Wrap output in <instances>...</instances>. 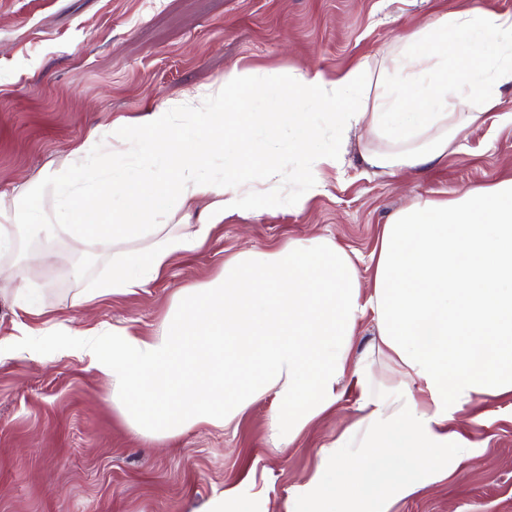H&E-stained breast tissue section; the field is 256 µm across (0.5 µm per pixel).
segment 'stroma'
I'll use <instances>...</instances> for the list:
<instances>
[{
  "instance_id": "stroma-1",
  "label": "stroma",
  "mask_w": 512,
  "mask_h": 512,
  "mask_svg": "<svg viewBox=\"0 0 512 512\" xmlns=\"http://www.w3.org/2000/svg\"><path fill=\"white\" fill-rule=\"evenodd\" d=\"M471 8L512 13V0H0V194L61 167L93 127L181 99L232 65L330 78L426 18ZM362 147L351 132L303 209L225 216L202 248L175 256L145 290L87 310L72 307L73 296L150 246L152 229L104 255L64 237L48 252L20 235L16 252L0 258V337L48 318L75 330L104 323L151 333L178 289L215 279L242 249L291 239L332 237L364 271L396 210L512 177V125L490 118L457 136L444 160L396 177L366 168ZM22 285L40 295L45 317L14 314ZM108 393L100 374L66 353L0 356V512H204L230 485L239 494L224 512H286L292 487L313 474L318 449L343 430L355 401L347 393L336 412L279 450L266 403L229 427L199 425L149 448ZM457 421L472 462L393 512H512V396L475 402Z\"/></svg>"
}]
</instances>
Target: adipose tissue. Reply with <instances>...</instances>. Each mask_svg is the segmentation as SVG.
Wrapping results in <instances>:
<instances>
[{"label": "adipose tissue", "mask_w": 512, "mask_h": 512, "mask_svg": "<svg viewBox=\"0 0 512 512\" xmlns=\"http://www.w3.org/2000/svg\"><path fill=\"white\" fill-rule=\"evenodd\" d=\"M511 86L512 13L479 8L426 19L333 80L234 65L180 108L165 102L94 127L66 168L0 196V256L14 254L22 227L42 232L47 250L65 236L105 253L204 201L192 233L131 253L72 303L134 294L174 255L200 248L226 215L303 208L305 198L286 188L303 180L317 189L322 168L338 161L339 135L362 129L380 139L361 153L368 168L391 176L423 168L446 158L456 135ZM329 106L330 137L317 124ZM181 109L192 122L179 121ZM259 176L260 195L251 189ZM371 267L363 276L333 238L291 239L240 252L212 282L181 289L154 333L55 320L19 327L0 348L49 359L47 336L63 337L69 355L108 380L113 408L148 443L204 423L230 426L268 398L269 430L285 448L355 389L350 423L320 448L287 512H391L446 479L449 460L472 458L457 413L477 398L512 395V178L396 211ZM367 317L379 341L357 358ZM377 353L393 365L383 378L373 373Z\"/></svg>", "instance_id": "obj_1"}]
</instances>
